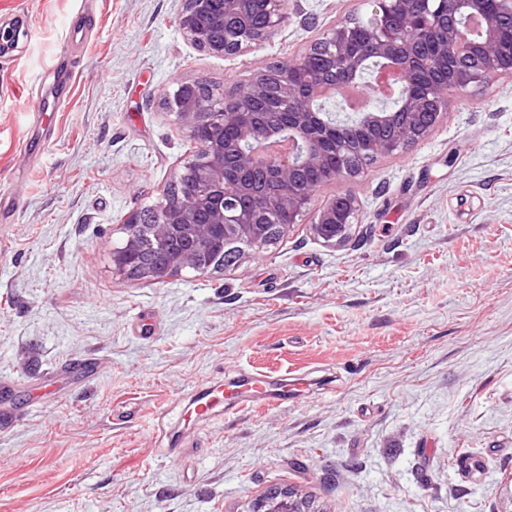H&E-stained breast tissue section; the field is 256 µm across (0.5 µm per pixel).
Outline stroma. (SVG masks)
Returning a JSON list of instances; mask_svg holds the SVG:
<instances>
[{"label":"stroma","mask_w":512,"mask_h":512,"mask_svg":"<svg viewBox=\"0 0 512 512\" xmlns=\"http://www.w3.org/2000/svg\"><path fill=\"white\" fill-rule=\"evenodd\" d=\"M183 8L0 0V195L22 194L0 219V512H247L285 487L318 512H512V79L449 90L426 139L319 188L313 209L358 200L345 242L307 213L210 276L127 279L124 218L196 152L162 93L232 91L373 5L288 0L224 56ZM68 64L46 145L23 105ZM247 372L302 392L195 427L193 390Z\"/></svg>","instance_id":"obj_1"}]
</instances>
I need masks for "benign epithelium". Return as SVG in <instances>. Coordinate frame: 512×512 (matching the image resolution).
I'll use <instances>...</instances> for the list:
<instances>
[{
	"instance_id": "benign-epithelium-1",
	"label": "benign epithelium",
	"mask_w": 512,
	"mask_h": 512,
	"mask_svg": "<svg viewBox=\"0 0 512 512\" xmlns=\"http://www.w3.org/2000/svg\"><path fill=\"white\" fill-rule=\"evenodd\" d=\"M284 0H226L228 11L242 13L243 5L260 6L267 26L259 34L248 25L217 42L210 34L224 24V16L212 13L213 0H185L177 24L197 47L216 55L248 50L267 38L285 16ZM374 11L363 41L354 28L336 27L325 38L323 60L336 70L333 82L298 84L292 71L301 67L303 55L281 66L278 93L288 100V112L278 121L267 118L259 105L269 94V75L263 66L244 88L216 100L200 98L198 84L184 83V96L174 104L170 94L163 105L177 113L188 136L201 128L210 135L196 140L197 153L176 173L178 191L166 196L157 208L133 211L121 229V247L113 252V272L133 280L162 282L191 270L206 277L217 270L212 258L229 241L258 242L270 229L283 237L309 210L317 188L299 186L297 174L317 170L334 181L351 177L357 162L370 157L403 152L424 139L447 114L446 91L464 90L492 77L512 78V46L501 38V22L512 21V0H383ZM484 19L478 36L463 39L461 31L473 16ZM386 58L401 73L403 82L396 107L375 108L347 116L343 120L320 111L319 98L334 96L347 84L360 81L365 90L379 80L364 79L366 62ZM448 65L446 84L429 79L430 70ZM360 124L371 131L353 140L335 130L337 125ZM232 126L237 137L224 140V127ZM288 217L270 225L267 213ZM357 217L356 198L345 193L319 207L311 227L327 245L349 238ZM169 244V252L159 265L135 264L144 240ZM248 512H312L307 501L288 490H273L255 499Z\"/></svg>"
}]
</instances>
